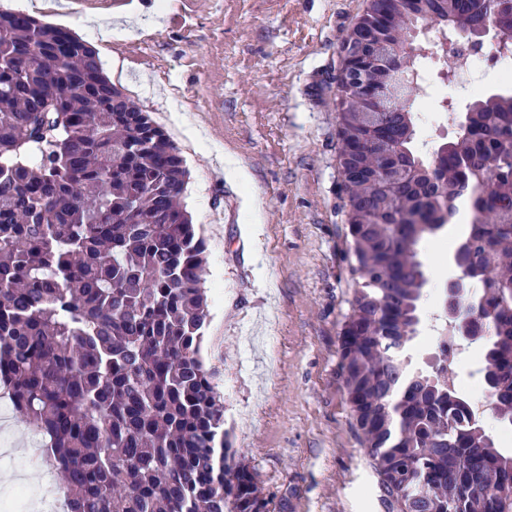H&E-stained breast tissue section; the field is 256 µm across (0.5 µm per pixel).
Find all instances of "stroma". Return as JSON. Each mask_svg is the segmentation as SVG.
<instances>
[{"label":"stroma","instance_id":"stroma-1","mask_svg":"<svg viewBox=\"0 0 512 512\" xmlns=\"http://www.w3.org/2000/svg\"><path fill=\"white\" fill-rule=\"evenodd\" d=\"M86 41L112 30V82L149 112L189 171L207 247L202 356L224 428L271 512H392L339 372L352 295L339 172L342 42L367 0H43ZM418 248L428 282L403 357L435 361L433 325L457 274L450 242Z\"/></svg>","mask_w":512,"mask_h":512}]
</instances>
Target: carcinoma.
I'll return each mask as SVG.
<instances>
[{
	"label": "carcinoma",
	"instance_id": "cac0c4a2",
	"mask_svg": "<svg viewBox=\"0 0 512 512\" xmlns=\"http://www.w3.org/2000/svg\"><path fill=\"white\" fill-rule=\"evenodd\" d=\"M496 0H419L373 53L394 68L388 151L412 180L395 192L345 183L353 282L340 375L359 437L396 512H512V454L451 377L444 322L429 372L400 353L421 322L418 247L468 200L454 248L458 320L482 328L484 389L512 430V94L479 93L445 153L414 148L421 49L415 32L460 39ZM22 11H0V383L46 439L68 512H269L224 431L201 345L206 243L182 195L169 135L102 71L95 49ZM365 104L340 93L341 148L367 137Z\"/></svg>",
	"mask_w": 512,
	"mask_h": 512
}]
</instances>
